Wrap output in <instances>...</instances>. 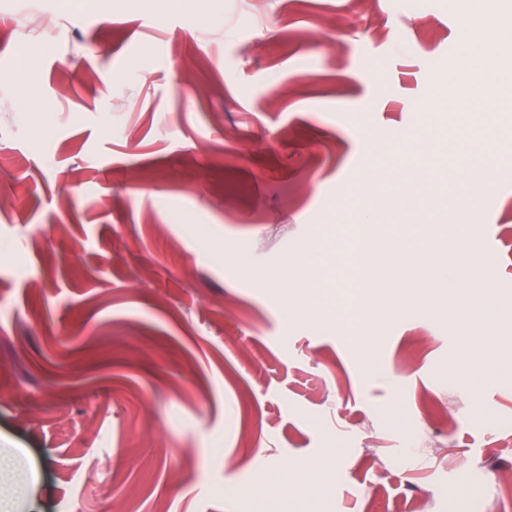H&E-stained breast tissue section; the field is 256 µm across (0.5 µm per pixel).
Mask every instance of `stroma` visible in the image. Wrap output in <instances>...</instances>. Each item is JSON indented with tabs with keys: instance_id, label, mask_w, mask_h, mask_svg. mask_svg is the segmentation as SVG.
<instances>
[{
	"instance_id": "35a3bbf8",
	"label": "stroma",
	"mask_w": 512,
	"mask_h": 512,
	"mask_svg": "<svg viewBox=\"0 0 512 512\" xmlns=\"http://www.w3.org/2000/svg\"><path fill=\"white\" fill-rule=\"evenodd\" d=\"M466 2L0 0V497L512 512V112L425 111ZM473 138L506 157L487 195ZM359 194L390 261L439 252L424 298L286 305ZM458 224L495 255L477 294Z\"/></svg>"
}]
</instances>
